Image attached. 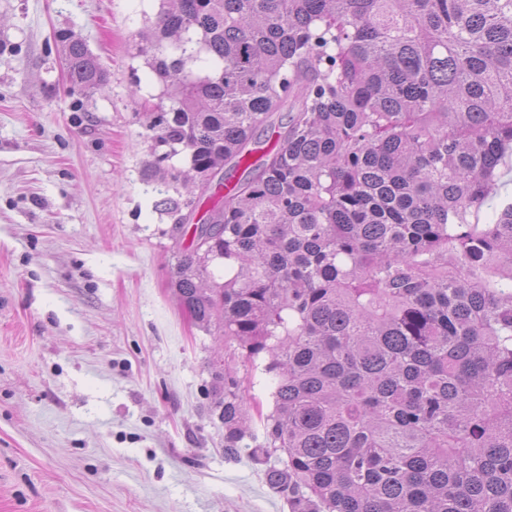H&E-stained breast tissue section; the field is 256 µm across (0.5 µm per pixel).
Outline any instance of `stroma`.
<instances>
[{"instance_id":"obj_1","label":"stroma","mask_w":512,"mask_h":512,"mask_svg":"<svg viewBox=\"0 0 512 512\" xmlns=\"http://www.w3.org/2000/svg\"><path fill=\"white\" fill-rule=\"evenodd\" d=\"M160 5L0 0V512H292L260 421L228 455L214 408L213 362L266 414L270 376L170 286L144 112L163 85L135 54ZM59 30L106 70L93 95Z\"/></svg>"}]
</instances>
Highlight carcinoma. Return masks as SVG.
<instances>
[{
  "instance_id": "carcinoma-1",
  "label": "carcinoma",
  "mask_w": 512,
  "mask_h": 512,
  "mask_svg": "<svg viewBox=\"0 0 512 512\" xmlns=\"http://www.w3.org/2000/svg\"><path fill=\"white\" fill-rule=\"evenodd\" d=\"M161 2L146 128L198 193L158 205L181 229L213 202L171 287L269 356L267 482L294 512H512V203L474 222L512 153V0ZM57 39L71 86L105 84ZM215 375L232 453L245 401Z\"/></svg>"
}]
</instances>
